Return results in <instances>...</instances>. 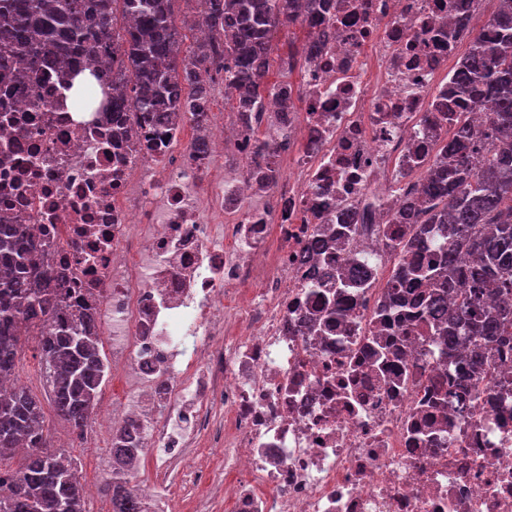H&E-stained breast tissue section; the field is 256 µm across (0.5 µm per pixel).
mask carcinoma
<instances>
[{
    "label": "carcinoma",
    "instance_id": "obj_1",
    "mask_svg": "<svg viewBox=\"0 0 512 512\" xmlns=\"http://www.w3.org/2000/svg\"><path fill=\"white\" fill-rule=\"evenodd\" d=\"M173 0H0V81H33L58 64L83 71L90 57L118 59L127 76L117 112H137L156 127L198 121L210 111L203 71L224 70L239 118L283 86L263 82L272 52V31L318 17L321 0H196L211 37L182 57ZM452 81L485 115L478 130L464 118L438 145L429 165L424 199L398 205L420 228L395 238L389 249L402 266L393 289L428 282L407 301L424 311L430 335L448 351L466 345L476 352L498 348L512 337V0L473 36ZM423 224L441 225L445 242L427 261ZM465 252L474 264L463 266ZM42 270L38 245L24 224H0V378L14 374L26 336L36 339L48 370L54 412L81 429L95 408L105 377L95 316L80 308L58 312L56 289ZM455 306L448 319V299ZM113 449L122 468L133 453V434L119 435ZM27 449L19 472L0 469V512H83V487L71 462L49 445L42 402L24 388L0 396V458ZM112 512H135L134 501L115 487Z\"/></svg>",
    "mask_w": 512,
    "mask_h": 512
}]
</instances>
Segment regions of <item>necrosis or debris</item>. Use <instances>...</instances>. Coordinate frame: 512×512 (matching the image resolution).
<instances>
[{"mask_svg": "<svg viewBox=\"0 0 512 512\" xmlns=\"http://www.w3.org/2000/svg\"><path fill=\"white\" fill-rule=\"evenodd\" d=\"M473 16L472 0H327L296 111L266 98L261 140L208 120L202 154L127 112L75 115L65 68L0 83V223L37 225L63 308L93 304L112 338L132 391L101 414L140 438L112 474L139 512L171 509L135 482L139 458L182 454L219 403L226 512H512V343L474 378L425 328L398 331L387 288L397 192L450 122L483 118L443 74ZM264 155L291 167L263 179ZM350 208L347 246L309 252Z\"/></svg>", "mask_w": 512, "mask_h": 512, "instance_id": "1", "label": "necrosis or debris"}]
</instances>
